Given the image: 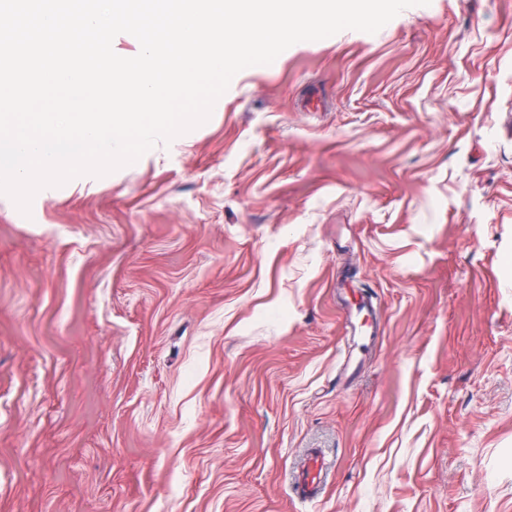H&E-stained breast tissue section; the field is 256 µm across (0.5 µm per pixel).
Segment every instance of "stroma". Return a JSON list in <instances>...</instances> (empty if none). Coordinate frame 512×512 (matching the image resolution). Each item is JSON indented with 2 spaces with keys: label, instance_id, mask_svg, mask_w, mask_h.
I'll use <instances>...</instances> for the list:
<instances>
[{
  "label": "stroma",
  "instance_id": "stroma-1",
  "mask_svg": "<svg viewBox=\"0 0 512 512\" xmlns=\"http://www.w3.org/2000/svg\"><path fill=\"white\" fill-rule=\"evenodd\" d=\"M340 288L378 301L353 372ZM0 512H512V0L296 43L0 195ZM333 468V458H329L319 448L310 449L293 471V492L305 501L319 499Z\"/></svg>",
  "mask_w": 512,
  "mask_h": 512
}]
</instances>
